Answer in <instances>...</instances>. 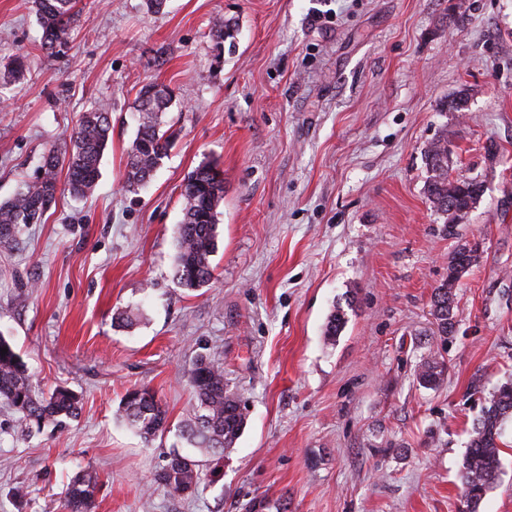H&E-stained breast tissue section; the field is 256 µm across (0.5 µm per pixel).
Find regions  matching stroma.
<instances>
[{
  "label": "stroma",
  "mask_w": 512,
  "mask_h": 512,
  "mask_svg": "<svg viewBox=\"0 0 512 512\" xmlns=\"http://www.w3.org/2000/svg\"><path fill=\"white\" fill-rule=\"evenodd\" d=\"M65 54L35 51L33 0H0V201L34 180L94 101L112 132L93 193L58 195L44 223L0 250V334L34 384L81 397L76 419L29 437L0 403V512H64L79 470L92 512H462L459 469L484 398L512 379V0H79ZM236 24L217 51L209 22ZM173 91L176 141L138 193L121 188L150 81ZM465 96L462 111L448 101ZM447 136L449 175L482 181L461 224L426 198V146ZM224 172L214 278H172L181 186ZM480 258L457 282L443 338L432 295L461 244ZM342 307L335 341L327 316ZM139 309L131 326L115 315ZM246 403L233 451L198 493L152 489L197 354ZM445 362L438 386L417 379ZM156 391L171 427L145 445L114 413ZM499 483L478 512H512V422ZM27 490L23 504L13 492ZM99 475L93 470L79 471L70 481L66 491L65 509L68 512H90Z\"/></svg>",
  "instance_id": "obj_1"
}]
</instances>
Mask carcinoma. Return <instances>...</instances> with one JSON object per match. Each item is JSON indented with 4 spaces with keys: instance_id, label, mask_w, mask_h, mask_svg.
Returning <instances> with one entry per match:
<instances>
[{
    "instance_id": "carcinoma-1",
    "label": "carcinoma",
    "mask_w": 512,
    "mask_h": 512,
    "mask_svg": "<svg viewBox=\"0 0 512 512\" xmlns=\"http://www.w3.org/2000/svg\"><path fill=\"white\" fill-rule=\"evenodd\" d=\"M35 16L42 37L39 49L49 56L65 52L69 44L76 0H34ZM235 28L224 18L212 21L210 33L216 46L234 39ZM170 102L169 92L149 82L135 100L138 114L135 138L128 150L124 188L135 193L160 167L175 139V133L162 130V116ZM110 109L94 103L82 113L64 149L51 146L45 150L41 173L31 183H23L14 195L0 201V248L18 244L22 228L41 224L56 203L59 173L66 171L71 194L92 192L99 176V166L110 137ZM431 172L425 194L443 223L459 224L475 207L484 192L476 178L448 177V139L433 141L424 154ZM224 199V173L206 164L191 172L181 191L182 220L175 232L173 279L189 290L203 288L212 280V257L217 249V210ZM477 259V249L464 244L455 252L448 267V280L432 299L433 316L439 335L453 332L456 325L453 288L460 276ZM344 317L333 310L328 317L325 337L336 340ZM0 401L19 415L22 431L30 433L49 421L57 423L79 415L80 398L66 388H56L47 395L36 392L19 354L9 340L0 335ZM444 365L425 361L419 369L424 386L437 385L444 376ZM192 399L180 435L195 449L193 453H170L157 471L152 486L170 495L189 496L198 492L203 466L210 457H223L233 450L246 426V407L242 398L224 383V368L206 355L196 357L188 372ZM118 416L133 427L145 443H152L168 429L167 415L155 391L142 387L123 396ZM512 421V380L502 383L492 393L481 418L476 423L469 448L459 471L461 497L465 512H477L480 502L494 488L500 472V442L505 425ZM99 475L82 470L70 481L66 491V512H91Z\"/></svg>"
}]
</instances>
